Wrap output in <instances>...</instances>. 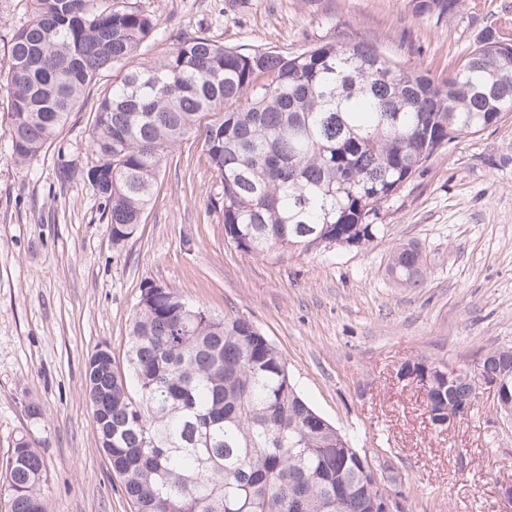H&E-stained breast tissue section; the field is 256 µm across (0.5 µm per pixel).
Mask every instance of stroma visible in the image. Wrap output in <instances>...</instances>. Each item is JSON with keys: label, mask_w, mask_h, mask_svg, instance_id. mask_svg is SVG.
Segmentation results:
<instances>
[{"label": "stroma", "mask_w": 512, "mask_h": 512, "mask_svg": "<svg viewBox=\"0 0 512 512\" xmlns=\"http://www.w3.org/2000/svg\"><path fill=\"white\" fill-rule=\"evenodd\" d=\"M158 23L145 58L176 34L235 49L297 53L344 35L401 66L447 80L485 26L512 19V0H460L455 15H417L415 0H138ZM103 73L53 146L17 165L0 121V466L27 435L43 457L48 512H134L101 450L85 394L98 347L124 365L147 283L221 316L253 321L283 352L293 383L355 447L394 463L407 512H500L512 481V420L491 390L435 428L407 364L468 369L512 346V113L437 152L382 204L359 247L304 254L239 249L213 204L220 182L202 143L168 153L135 235L112 238L96 190L59 183L61 159L92 166L89 129ZM418 245L424 283L388 275L396 247ZM41 408L30 418L28 404Z\"/></svg>", "instance_id": "35a3bbf8"}]
</instances>
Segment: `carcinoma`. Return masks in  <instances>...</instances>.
<instances>
[{
	"instance_id": "carcinoma-1",
	"label": "carcinoma",
	"mask_w": 512,
	"mask_h": 512,
	"mask_svg": "<svg viewBox=\"0 0 512 512\" xmlns=\"http://www.w3.org/2000/svg\"><path fill=\"white\" fill-rule=\"evenodd\" d=\"M459 0H417L418 14H455ZM31 18L0 49L9 158L51 145L87 87L99 97L94 165L66 161L97 191L119 249L135 234L167 153L197 134L220 177L225 235L255 254L359 246L370 214L435 152L512 112V27H488L436 83L365 41L335 38L288 55L174 37L138 61L157 22L137 0H31ZM216 119L201 125L205 114ZM388 273L418 288L420 249H396ZM128 369L96 349L85 369L98 440L135 512H372L368 458L292 383L282 351L253 322L209 314L169 288H145L127 346ZM512 393V347L483 357ZM436 416L470 396L432 367ZM44 461L15 439L6 462L10 512H45Z\"/></svg>"
}]
</instances>
